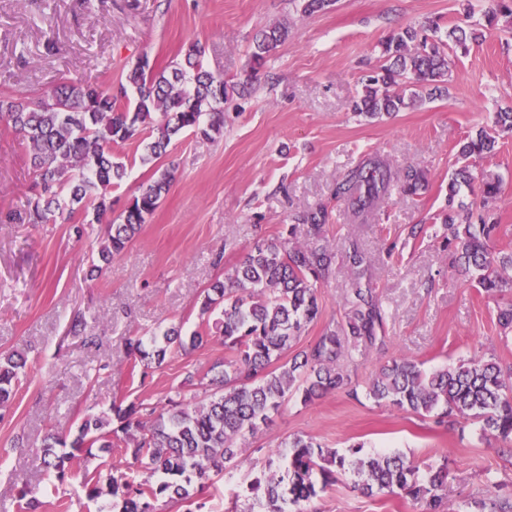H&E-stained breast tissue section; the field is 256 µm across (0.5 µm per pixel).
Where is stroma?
Instances as JSON below:
<instances>
[{"label": "stroma", "instance_id": "1", "mask_svg": "<svg viewBox=\"0 0 512 512\" xmlns=\"http://www.w3.org/2000/svg\"><path fill=\"white\" fill-rule=\"evenodd\" d=\"M488 0H336L310 15L291 0H0V98L34 97L61 79L103 88L117 85L139 57L166 65L191 42H201L205 69L254 90L224 106L217 140L191 133L172 141L163 162L175 179L158 209L127 248L92 273L104 227L86 225L75 236L66 224H0V352L16 351L27 365L11 406L0 410V512H19L28 490L41 512H98L87 477L121 468L142 481L147 470L119 454L77 456L58 481L41 463L47 431L65 435L87 414L113 400L156 403L203 375L225 356L221 343L175 350L155 368L147 386L132 381L127 343L171 325L192 331L209 285L264 238L293 230L308 244L290 212L327 205L326 236L337 255L336 273L318 290L322 316L301 337L307 346L346 309L352 276L343 257L356 241L372 260V284L386 310L390 351L425 367L481 352L512 365V335L497 324L499 305L512 290L489 295L450 264L440 213L461 141L512 106V21L487 27ZM445 27L477 25L483 41L468 50L449 46L448 93L392 117L367 121L351 104L361 79L379 65V41L391 30L428 20ZM286 24L257 80H250L252 37ZM378 152L394 168L416 165L428 183L418 197L392 196L369 223L336 203V180L365 154ZM481 168L499 176L501 230L495 247L512 251V133L501 135ZM33 169L19 135L0 124V210H26ZM425 232L410 238L412 225ZM94 320L87 335L99 348L69 335L76 311ZM310 436L326 448L362 442L414 460L420 471L447 465L446 505L462 512L477 496L512 497V449L481 437L475 426L445 430L432 420L346 392L306 406L288 402L270 423L241 441L226 473L197 497L204 512L237 503L249 512L248 487L263 465L277 462L279 446ZM305 512H423L408 498L366 496L344 476Z\"/></svg>", "mask_w": 512, "mask_h": 512}]
</instances>
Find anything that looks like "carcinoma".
Instances as JSON below:
<instances>
[{"label": "carcinoma", "mask_w": 512, "mask_h": 512, "mask_svg": "<svg viewBox=\"0 0 512 512\" xmlns=\"http://www.w3.org/2000/svg\"><path fill=\"white\" fill-rule=\"evenodd\" d=\"M500 17L512 19V0H494L485 14L489 26ZM287 38L284 24L255 36L253 75ZM478 38V33L457 27L443 35L436 20L389 32L380 42L382 64L363 78V94L352 112L373 120L437 98L447 92L448 42L465 49ZM202 54L200 43H191L162 69L142 57L126 69L115 90L63 81L38 97L0 99V122L21 136L35 173L28 208L19 215L0 212V224L59 220L80 237L84 222L76 221V214L91 213L107 229L100 261L108 263L124 251L169 192L173 175L167 168L156 169L114 219L112 188L121 185L127 167L114 157L113 147L149 134L151 142L140 157L146 165L165 156L172 140L184 133L214 140L223 134L224 103L249 92L247 85L205 70ZM501 132L512 133V110L495 113L492 127L479 128L460 146L458 154L467 164L448 182L442 214L452 262L488 295L512 286V252L494 248L500 231L495 209L500 180L486 170H472L468 160L493 155ZM425 182L423 170L409 166L397 172L386 157L372 153L336 182L333 195L365 224L392 194L412 198ZM464 185L474 200H464ZM330 220L322 206L292 216V222L307 227L314 239L311 247H300L282 233L256 242L224 279L211 284L201 302L198 329L186 334L173 325L147 344L141 338L130 342L143 381L152 365L163 364L174 348L196 349L210 340L224 344L227 357L209 368L203 396L187 398L178 392L150 408L141 402H114L110 417L89 416L72 434H47L46 468L62 480L75 454L94 448L116 452L145 465L158 480L135 483L122 473L112 474L102 488L90 478V499L106 493L117 512H154V502L164 497L174 508L201 512L194 490L226 471L240 451L238 442L255 435L290 397L306 406L347 388L350 365L360 349L386 357L365 386L367 398L433 418L439 425L462 419L478 425L486 439L512 445V368L490 354L428 372L401 354L388 353L385 313L368 276L371 259L355 243L346 252L354 282L343 319L327 325L313 345L279 363L322 315L318 287L334 273L336 257L326 240ZM22 367L20 355L0 352L1 409L12 400ZM284 447L286 475L265 470L250 486L254 499L264 497L265 512H299L302 504L348 473L358 477L354 487L368 494L411 496L425 503V512H444L446 459L421 480L413 461L397 453H369L362 443L340 453L311 437L295 436ZM466 507L469 512H512V500L474 497Z\"/></svg>", "instance_id": "carcinoma-1"}]
</instances>
